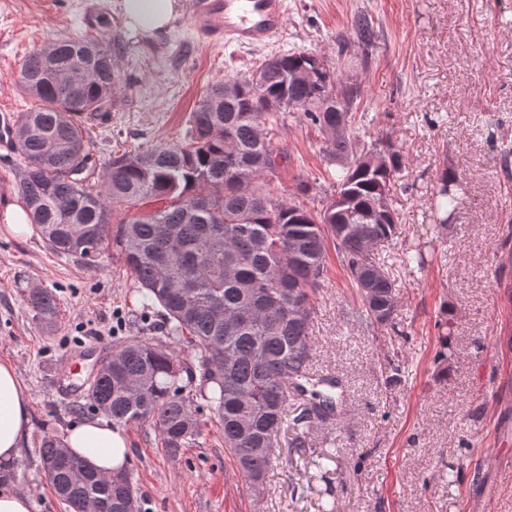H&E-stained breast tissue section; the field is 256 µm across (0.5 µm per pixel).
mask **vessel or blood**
Here are the masks:
<instances>
[{"label":"vessel or blood","mask_w":512,"mask_h":512,"mask_svg":"<svg viewBox=\"0 0 512 512\" xmlns=\"http://www.w3.org/2000/svg\"><path fill=\"white\" fill-rule=\"evenodd\" d=\"M195 33L213 44L257 46L277 34L285 19L284 0H190Z\"/></svg>","instance_id":"b4317fda"}]
</instances>
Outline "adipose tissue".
<instances>
[{"instance_id":"ef3b65f1","label":"adipose tissue","mask_w":512,"mask_h":512,"mask_svg":"<svg viewBox=\"0 0 512 512\" xmlns=\"http://www.w3.org/2000/svg\"><path fill=\"white\" fill-rule=\"evenodd\" d=\"M127 25L153 34L168 29L178 15V0H121ZM30 430V401L23 394L16 368L0 361V476L15 467L21 442ZM67 449L100 473L120 471L128 455L122 427L104 420L71 424L64 438Z\"/></svg>"}]
</instances>
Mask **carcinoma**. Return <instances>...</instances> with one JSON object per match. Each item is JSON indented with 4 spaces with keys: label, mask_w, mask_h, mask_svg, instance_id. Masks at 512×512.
Instances as JSON below:
<instances>
[{
    "label": "carcinoma",
    "mask_w": 512,
    "mask_h": 512,
    "mask_svg": "<svg viewBox=\"0 0 512 512\" xmlns=\"http://www.w3.org/2000/svg\"><path fill=\"white\" fill-rule=\"evenodd\" d=\"M353 32L372 46L369 16L355 15ZM115 50L101 39L56 40L31 53L21 77L39 105L20 113L14 150L23 161L16 185L30 223L54 251L97 257L112 246L134 278L142 311L160 308L168 334L189 344L194 362L144 336L118 342L112 367L95 376L87 396L114 424L150 422L171 457L201 435L180 382L201 383L195 396L217 416L229 450L251 496L261 501L268 474L290 464L276 453L282 430L290 448L305 447L314 422L341 418V380L313 369L314 300L324 288L326 241L332 239L360 306L355 317L370 329L395 330L400 292L393 264L374 252L391 240L398 217L388 198L402 155L388 139L363 146L352 106L360 94L312 52L264 60L259 79L228 77L209 86L191 115L184 142L125 151L112 158L101 190L87 175L91 155L79 116L112 106L119 83ZM310 71L303 81L294 78ZM300 108L323 136L322 152L336 167V189L318 211L288 202L275 187L287 153L265 132L281 112ZM462 184L444 167L432 193L431 231L448 228ZM162 197L169 204L149 214L132 213L110 224L111 209ZM297 315L270 313L275 300ZM27 303L45 328L55 325V295L32 288ZM448 309L435 322L440 347L435 360L448 372ZM307 397L288 418L287 387ZM313 465L336 462V439L324 438ZM85 470L71 481L68 468H49L60 455ZM40 458L58 497L78 512L95 501L100 512H126L133 478L123 469L106 480L87 462L45 437Z\"/></svg>",
    "instance_id": "1"
}]
</instances>
